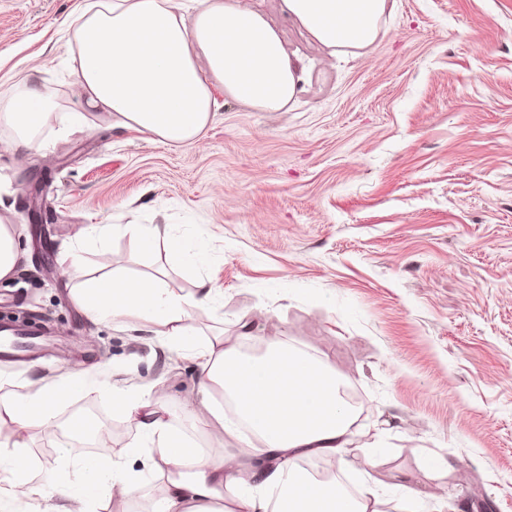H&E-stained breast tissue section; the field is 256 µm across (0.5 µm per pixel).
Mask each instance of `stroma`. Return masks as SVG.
<instances>
[{"label":"stroma","instance_id":"35a3bbf8","mask_svg":"<svg viewBox=\"0 0 512 512\" xmlns=\"http://www.w3.org/2000/svg\"><path fill=\"white\" fill-rule=\"evenodd\" d=\"M241 3L303 60L299 100L284 112L225 100L197 142L173 146L102 112L68 128L82 96L65 30L89 0H0V99L32 78L57 102L33 149L0 151V206L30 253L0 280V315L30 314L55 344L0 359V389L90 370L56 423L95 411L112 454L157 492L148 454L127 453L138 432L112 393L145 395L205 439L189 422L198 360L136 322L89 321L62 271L75 253L91 275L165 270L178 294L210 278L223 293L195 310L192 335L231 340L251 320L260 343L325 357L360 393L352 487L372 482L392 507L407 486L416 512H481V500L512 512V0H388L384 33L344 57L280 0ZM88 224L110 231L75 240ZM129 224L168 225L206 256L144 251ZM24 441L32 479H83L86 449L36 429Z\"/></svg>","mask_w":512,"mask_h":512}]
</instances>
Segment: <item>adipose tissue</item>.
I'll use <instances>...</instances> for the list:
<instances>
[{"label":"adipose tissue","instance_id":"adipose-tissue-1","mask_svg":"<svg viewBox=\"0 0 512 512\" xmlns=\"http://www.w3.org/2000/svg\"><path fill=\"white\" fill-rule=\"evenodd\" d=\"M195 3L190 9L184 0H99L82 10L80 47L69 66L84 102L82 111L70 113V125L85 126L90 112L101 111L145 141L188 145L218 109L215 87L257 112H280L297 100L301 62L288 55L269 20L240 0ZM281 8L313 41L345 53L376 41L387 0H281ZM53 110L37 81L18 85L13 98L0 103V124L14 133L6 150L32 149ZM80 272V263H73L70 274L79 280L73 294L89 320L156 325L169 346L195 351L204 398L193 417L209 433L232 440L228 447L201 448L163 405L113 393L116 407L134 420L138 445L148 449L161 482L151 512H379L377 487L352 494L301 467L310 456H343L356 419L340 395L345 381L327 359L284 340L251 353L255 337L245 320L231 342L220 334L191 337L192 311L220 292L212 281H199L195 292L182 295L159 276L132 278L115 270L83 280ZM88 383V373L77 372L29 385L19 395H0V425L18 434L10 451L0 452V478L10 486L0 512H12L36 493L63 500L59 512H70L72 502L79 512H92L100 498L134 500L129 475L107 452L84 461L79 482L62 470L36 487L22 474L27 458L21 433L51 428L54 404L79 395Z\"/></svg>","mask_w":512,"mask_h":512}]
</instances>
